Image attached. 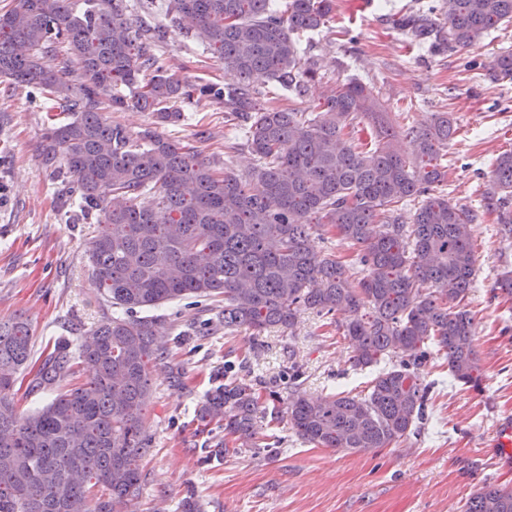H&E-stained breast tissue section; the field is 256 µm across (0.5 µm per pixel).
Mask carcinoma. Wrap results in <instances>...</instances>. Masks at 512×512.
Wrapping results in <instances>:
<instances>
[{"label":"carcinoma","instance_id":"cac0c4a2","mask_svg":"<svg viewBox=\"0 0 512 512\" xmlns=\"http://www.w3.org/2000/svg\"><path fill=\"white\" fill-rule=\"evenodd\" d=\"M171 26L224 63L238 82L220 86L180 77L157 46L168 26L134 27L125 0H13L0 13V82L34 89L63 110L40 145L50 175H65L73 206L99 225L86 243L88 274L117 309L74 351L66 343L37 369L32 387L52 390L44 407L18 411L13 388L30 366L34 330L17 315L0 321V512H136L141 461L152 436L146 415L153 369L167 366L159 337L176 324L149 311L192 300L224 307V333L290 330L304 311L341 314L357 369L390 360L364 395L299 390L288 362V396L262 394L227 366L201 399L194 421L213 441L207 460L261 447L258 418L288 419L305 442L336 451L387 448L419 431L434 383L430 361L479 389L477 323L466 300L476 276L470 224L477 219L439 189L448 180L443 149L457 127L438 112L426 128L389 126L372 89L350 81L319 112L265 105L262 76L301 98L319 75L299 35L330 28L336 0H164ZM448 48L467 47L512 21V0H445ZM399 29L415 40L440 36L430 19ZM512 80V51L488 67ZM224 104V122L241 127L256 165L242 180L196 146L133 132L107 117L137 109L154 123H176L183 107ZM376 125L362 147L365 118ZM403 137L414 161L398 150ZM512 236V151L499 154L482 192ZM417 202L411 223L400 212ZM336 230L359 247L352 267L317 251V231ZM466 512H512V490L480 487Z\"/></svg>","mask_w":512,"mask_h":512}]
</instances>
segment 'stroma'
<instances>
[{"mask_svg":"<svg viewBox=\"0 0 512 512\" xmlns=\"http://www.w3.org/2000/svg\"><path fill=\"white\" fill-rule=\"evenodd\" d=\"M442 2L336 0L331 29L301 38L319 60V77L306 96L292 98L262 79L257 86L279 106L316 112L336 84L356 80L372 88L395 125L404 108L418 127L433 113H454L458 132L448 145V198L478 215L471 226L477 273L468 302L477 320L481 389L454 383L447 368L432 363L427 378L435 383L434 394L420 432L397 445L368 452L320 448L282 421L265 426L267 450L209 462L194 410L225 361L246 360L249 379L276 385L283 394L288 386L282 373L297 361L300 389L314 398L360 393L374 371L354 368L341 330L310 311L292 331L271 329L255 338L245 329L225 334L216 321L209 335H190L186 329L196 321L198 306L161 307L159 315L177 314L183 331L165 339L179 379L169 381L162 368L155 373L147 413L152 444L143 461L138 512H180L190 491L206 512H465L483 484L512 488V468L502 466L491 446L496 420L512 415V297L502 296L496 284L499 271L512 266V237L498 233L496 215L481 196L494 158L512 150V81L493 83L487 75L494 56L512 50V24L456 51L429 49L394 24L429 9L437 25H446L438 9ZM158 51L182 78L236 82L177 28H170ZM50 113L37 95L0 86V320L20 314L31 320L35 366L55 341L78 347L113 312L88 278L86 241L95 227L69 209L63 178L50 176L38 156ZM157 131L169 139H197L204 156L239 178H247L254 165L243 134L225 126L223 104Z\"/></svg>","mask_w":512,"mask_h":512,"instance_id":"obj_1","label":"stroma"}]
</instances>
